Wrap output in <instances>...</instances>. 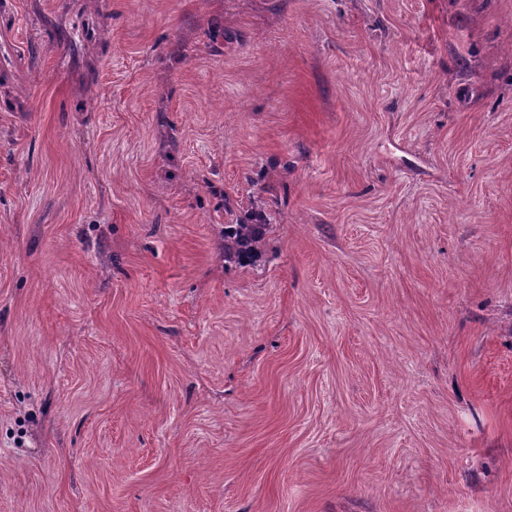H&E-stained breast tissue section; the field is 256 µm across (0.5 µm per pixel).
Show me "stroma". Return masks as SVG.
<instances>
[{"mask_svg":"<svg viewBox=\"0 0 512 512\" xmlns=\"http://www.w3.org/2000/svg\"><path fill=\"white\" fill-rule=\"evenodd\" d=\"M84 3L0 0V512H512V0ZM266 224H228L224 227L225 261H244L265 242Z\"/></svg>","mask_w":512,"mask_h":512,"instance_id":"1","label":"stroma"}]
</instances>
